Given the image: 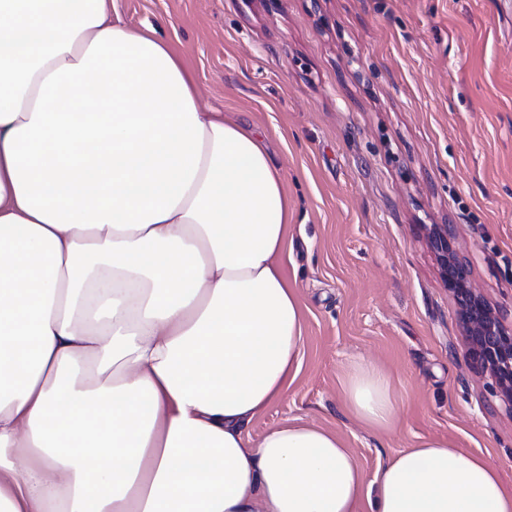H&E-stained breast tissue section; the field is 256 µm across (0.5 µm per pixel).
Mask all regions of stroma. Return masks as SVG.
I'll return each instance as SVG.
<instances>
[{"label": "stroma", "mask_w": 512, "mask_h": 512, "mask_svg": "<svg viewBox=\"0 0 512 512\" xmlns=\"http://www.w3.org/2000/svg\"><path fill=\"white\" fill-rule=\"evenodd\" d=\"M193 72L200 104L258 131L292 203L284 263L303 306L300 371L252 438L335 430L366 479L435 437L512 484V407L468 353L429 245L453 225L474 286L512 328V0H117ZM363 359L392 428L342 400ZM344 405L367 425L388 429L397 416V397L388 376L374 364L358 360L348 368L343 384Z\"/></svg>", "instance_id": "35a3bbf8"}]
</instances>
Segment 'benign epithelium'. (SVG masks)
Returning a JSON list of instances; mask_svg holds the SVG:
<instances>
[{
    "label": "benign epithelium",
    "mask_w": 512,
    "mask_h": 512,
    "mask_svg": "<svg viewBox=\"0 0 512 512\" xmlns=\"http://www.w3.org/2000/svg\"><path fill=\"white\" fill-rule=\"evenodd\" d=\"M429 238L442 277L460 307L469 356L495 376L503 396L512 401V332L472 285L467 267L458 258L451 227L434 224Z\"/></svg>",
    "instance_id": "7a95c632"
}]
</instances>
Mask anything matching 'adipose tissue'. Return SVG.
<instances>
[{
	"instance_id": "obj_1",
	"label": "adipose tissue",
	"mask_w": 512,
	"mask_h": 512,
	"mask_svg": "<svg viewBox=\"0 0 512 512\" xmlns=\"http://www.w3.org/2000/svg\"><path fill=\"white\" fill-rule=\"evenodd\" d=\"M291 216L256 131L115 0H0V512H512L482 456L419 439L373 480L334 431L254 441L304 345ZM343 401L397 416L353 362Z\"/></svg>"
}]
</instances>
